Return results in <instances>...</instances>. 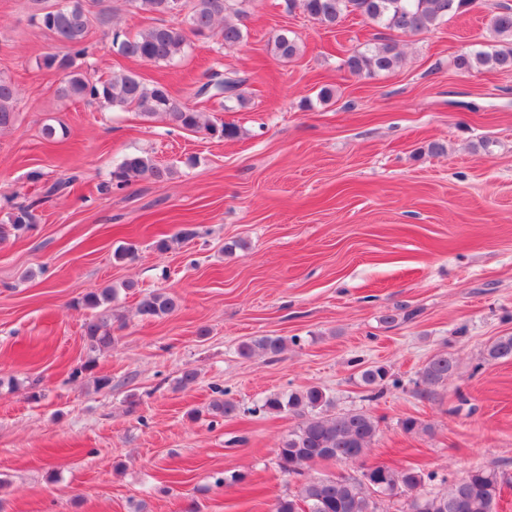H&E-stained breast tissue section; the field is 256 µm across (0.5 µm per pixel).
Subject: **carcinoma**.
Masks as SVG:
<instances>
[{"mask_svg":"<svg viewBox=\"0 0 512 512\" xmlns=\"http://www.w3.org/2000/svg\"><path fill=\"white\" fill-rule=\"evenodd\" d=\"M140 12L150 15L170 14L171 0H128ZM304 12L312 20L333 27L347 13L356 12L365 20L389 31L425 33L455 15L468 12L477 0H301ZM33 18L51 32L60 46L48 54L39 67L64 73L57 93L64 99H77L100 107L133 108L147 119L162 116L174 128L205 130L221 138H235L239 129L233 123L215 126L203 118L198 104L219 101L224 109L243 105L239 93L246 79L238 73L218 66L207 69L196 88L197 103L173 96L167 85L148 83L137 72L123 70L106 79L96 78L85 68L90 55L88 36L95 27L112 23V13L105 0H32ZM186 11L184 22H161L134 35L112 32L110 50L146 64L172 63L179 59L188 45L189 35H203L221 25L224 46L233 47L244 40V32L234 18L243 14L233 8L232 0H182ZM487 30L493 38L491 49L467 50L453 60L456 69L470 72L483 66L512 70V8L490 15ZM299 37L280 30L273 39L274 53L284 60L299 54ZM401 62L396 45L384 43L355 50L342 60V67L354 75L372 76L394 70ZM18 87L0 76V128L15 121ZM173 175V168L161 166L142 154L124 156L112 170L111 179L103 184L107 192L121 191L135 177L156 181ZM41 200L15 203L8 213V224L0 226V236L8 231L24 232L38 222L36 208ZM114 299V291L88 292L81 305L96 310ZM178 298L167 292H149L138 303V312L146 317H161L173 313ZM90 351L97 352L112 345V329L107 319L95 315L84 323ZM287 347L281 336H256L240 345L244 357H277ZM512 358V335L497 337L483 352V361L492 364ZM456 357L438 352L430 357L419 372L427 387L443 386L457 372ZM360 385L375 395L384 392L389 371L373 365L357 373ZM332 400L318 386L290 393H274L261 405L265 413H288L299 419L277 450V465L288 475H301L304 470L322 461L341 463L362 460L379 432L378 420L363 411H330ZM211 414L229 418L237 411L230 399H217L210 406ZM373 477L366 481L353 476L331 475L301 483L295 493L275 500L272 512H379L378 499L401 491L413 496L407 502V512H496L506 474L495 469L477 467L448 484L442 493L422 492L433 475L416 466L393 469L384 465L371 466Z\"/></svg>","mask_w":512,"mask_h":512,"instance_id":"carcinoma-1","label":"carcinoma"}]
</instances>
